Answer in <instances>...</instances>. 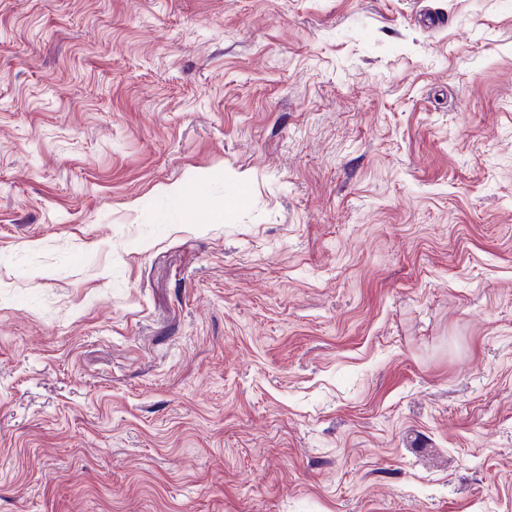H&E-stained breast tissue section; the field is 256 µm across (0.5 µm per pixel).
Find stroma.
Wrapping results in <instances>:
<instances>
[{"mask_svg": "<svg viewBox=\"0 0 512 512\" xmlns=\"http://www.w3.org/2000/svg\"><path fill=\"white\" fill-rule=\"evenodd\" d=\"M0 512H512V0H0Z\"/></svg>", "mask_w": 512, "mask_h": 512, "instance_id": "obj_1", "label": "stroma"}]
</instances>
